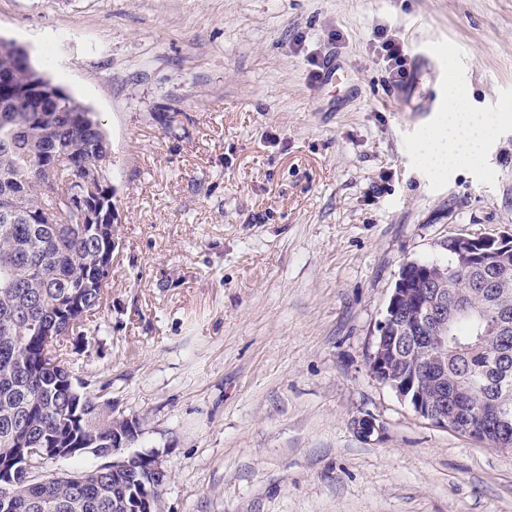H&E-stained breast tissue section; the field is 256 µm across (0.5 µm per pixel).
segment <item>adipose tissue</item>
<instances>
[{
	"label": "adipose tissue",
	"instance_id": "ef3b65f1",
	"mask_svg": "<svg viewBox=\"0 0 512 512\" xmlns=\"http://www.w3.org/2000/svg\"><path fill=\"white\" fill-rule=\"evenodd\" d=\"M488 124L468 104L466 93L449 84L447 105L438 122L422 137L419 149L431 171L442 174L466 166L481 156L488 139Z\"/></svg>",
	"mask_w": 512,
	"mask_h": 512
}]
</instances>
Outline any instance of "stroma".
I'll list each match as a JSON object with an SVG mask.
<instances>
[{
	"label": "stroma",
	"mask_w": 512,
	"mask_h": 512,
	"mask_svg": "<svg viewBox=\"0 0 512 512\" xmlns=\"http://www.w3.org/2000/svg\"><path fill=\"white\" fill-rule=\"evenodd\" d=\"M0 38L108 135L112 268L66 364L136 420L163 512H512V455L367 368L403 265L512 235V0H0ZM452 80L494 125L437 176ZM384 52L383 59L388 63L389 68L395 75L396 83H403L409 76L406 69V54L402 43L393 37H385L381 44Z\"/></svg>",
	"instance_id": "obj_1"
}]
</instances>
